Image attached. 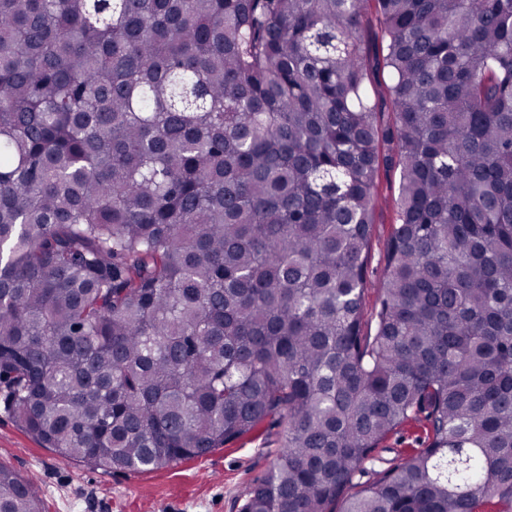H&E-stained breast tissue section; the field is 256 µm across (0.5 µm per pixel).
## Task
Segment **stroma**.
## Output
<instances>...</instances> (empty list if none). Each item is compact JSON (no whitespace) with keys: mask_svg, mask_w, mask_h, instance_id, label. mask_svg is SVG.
I'll list each match as a JSON object with an SVG mask.
<instances>
[{"mask_svg":"<svg viewBox=\"0 0 512 512\" xmlns=\"http://www.w3.org/2000/svg\"><path fill=\"white\" fill-rule=\"evenodd\" d=\"M399 172L380 167L379 205L371 226L364 294L365 321H373L394 224L397 222ZM427 422L409 421L390 435L376 454L373 472L383 471L419 448ZM278 425L266 422L252 434L207 456L161 470L105 471L63 459L41 443L13 416L0 409V465L34 483L43 512H240L243 493L262 478L281 450Z\"/></svg>","mask_w":512,"mask_h":512,"instance_id":"35a3bbf8","label":"stroma"}]
</instances>
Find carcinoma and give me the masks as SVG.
<instances>
[{
    "mask_svg": "<svg viewBox=\"0 0 512 512\" xmlns=\"http://www.w3.org/2000/svg\"><path fill=\"white\" fill-rule=\"evenodd\" d=\"M0 402L105 471L270 420L241 512H512V0H0ZM358 27L362 35L365 52L369 57H372L376 53L381 39V27L374 3L370 2V6L359 18ZM399 171L394 167L381 165L376 177V192L379 205L373 215L371 225L367 274L370 287L367 288L363 299L364 319L369 326L372 321L374 327V315L379 302V284L382 281L386 259L391 238L393 224L397 222ZM427 422L423 417L409 421L390 435L382 444V448L376 453V461L372 470L355 479V482L363 483L376 477V473L383 471L400 461L405 454L416 448H421V443L426 436Z\"/></svg>",
    "mask_w": 512,
    "mask_h": 512,
    "instance_id": "cac0c4a2",
    "label": "carcinoma"
}]
</instances>
